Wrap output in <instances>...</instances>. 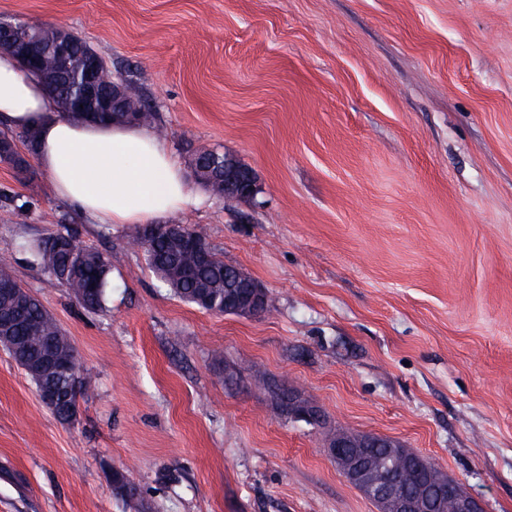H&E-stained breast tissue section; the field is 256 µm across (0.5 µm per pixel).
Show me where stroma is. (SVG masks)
<instances>
[{"label": "stroma", "mask_w": 512, "mask_h": 512, "mask_svg": "<svg viewBox=\"0 0 512 512\" xmlns=\"http://www.w3.org/2000/svg\"><path fill=\"white\" fill-rule=\"evenodd\" d=\"M67 24L136 82L180 163L220 149L254 206L165 216L267 293L253 317L174 296L130 224L0 162V253L93 389L64 424L0 348V512H379L328 454L369 434L512 512V0H0ZM76 229L112 286L85 310L20 243ZM285 382L322 425L290 421Z\"/></svg>", "instance_id": "stroma-1"}]
</instances>
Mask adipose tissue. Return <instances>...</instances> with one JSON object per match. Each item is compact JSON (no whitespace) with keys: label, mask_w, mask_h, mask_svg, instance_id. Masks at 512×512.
<instances>
[{"label":"adipose tissue","mask_w":512,"mask_h":512,"mask_svg":"<svg viewBox=\"0 0 512 512\" xmlns=\"http://www.w3.org/2000/svg\"><path fill=\"white\" fill-rule=\"evenodd\" d=\"M0 123L35 132L34 157L50 196L94 223L149 224L205 202L152 132L67 117L42 80L7 51H0Z\"/></svg>","instance_id":"ef3b65f1"}]
</instances>
